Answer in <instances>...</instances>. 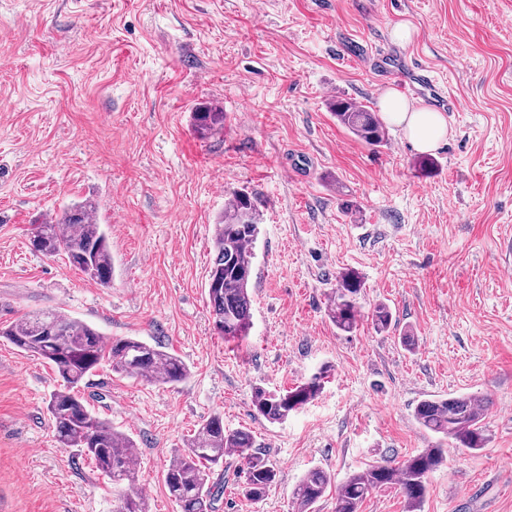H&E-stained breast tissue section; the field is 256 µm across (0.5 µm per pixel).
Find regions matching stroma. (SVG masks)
<instances>
[{
    "label": "stroma",
    "mask_w": 512,
    "mask_h": 512,
    "mask_svg": "<svg viewBox=\"0 0 512 512\" xmlns=\"http://www.w3.org/2000/svg\"><path fill=\"white\" fill-rule=\"evenodd\" d=\"M400 22L414 29L405 51L462 103L430 166L399 129L371 147L329 107L379 111L385 88L362 55L394 47ZM208 104L224 127L202 139L190 114ZM243 188L263 215L253 326L227 342L206 288L213 226ZM85 199L109 232L107 287L30 245ZM347 269L363 309L389 304L395 328L336 329L329 298ZM52 308L190 369L158 387L103 366L82 390L136 442L150 512H179L163 474L210 414L251 431L277 471L255 504L226 455L216 512H292L312 469L340 482L435 446L413 410L451 393L489 400L488 443L449 448L422 512H512V0H0V325ZM325 363L318 399L281 423L255 418V387H293ZM57 386L52 364L0 340V512H115L121 488L56 441Z\"/></svg>",
    "instance_id": "35a3bbf8"
}]
</instances>
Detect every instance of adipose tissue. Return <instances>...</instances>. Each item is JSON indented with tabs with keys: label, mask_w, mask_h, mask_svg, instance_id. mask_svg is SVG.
Masks as SVG:
<instances>
[{
	"label": "adipose tissue",
	"mask_w": 512,
	"mask_h": 512,
	"mask_svg": "<svg viewBox=\"0 0 512 512\" xmlns=\"http://www.w3.org/2000/svg\"><path fill=\"white\" fill-rule=\"evenodd\" d=\"M380 105L386 122L401 129L419 151L436 149L448 136V120L443 113L412 104L398 90H387Z\"/></svg>",
	"instance_id": "adipose-tissue-1"
}]
</instances>
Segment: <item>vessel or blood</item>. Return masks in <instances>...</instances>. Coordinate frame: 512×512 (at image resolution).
I'll return each instance as SVG.
<instances>
[{
	"label": "vessel or blood",
	"mask_w": 512,
	"mask_h": 512,
	"mask_svg": "<svg viewBox=\"0 0 512 512\" xmlns=\"http://www.w3.org/2000/svg\"><path fill=\"white\" fill-rule=\"evenodd\" d=\"M367 63L377 76L402 75L410 90L415 95L426 98L431 106L445 112L460 111L459 101L443 90L438 78L424 63L407 61L389 51L374 53L368 57Z\"/></svg>",
	"instance_id": "obj_1"
}]
</instances>
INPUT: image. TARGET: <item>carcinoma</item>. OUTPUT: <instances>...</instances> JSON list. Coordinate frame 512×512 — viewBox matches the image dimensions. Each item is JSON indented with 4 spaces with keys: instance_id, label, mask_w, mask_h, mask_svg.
I'll return each instance as SVG.
<instances>
[{
    "instance_id": "obj_1",
    "label": "carcinoma",
    "mask_w": 512,
    "mask_h": 512,
    "mask_svg": "<svg viewBox=\"0 0 512 512\" xmlns=\"http://www.w3.org/2000/svg\"><path fill=\"white\" fill-rule=\"evenodd\" d=\"M330 108L360 141L374 147L385 144V130L376 113L345 98L334 100ZM192 121L194 131L205 138L224 128V110L214 105L201 108L192 113ZM96 211L93 202H77L66 207L54 223L36 225L32 239L39 240V246L33 251L48 257L63 255L87 280L105 286L112 282V253L108 234L95 219ZM261 222L254 196L241 190L233 194L214 224L207 296L214 331L227 342L245 339L251 329L250 287ZM362 288V277L355 270L336 277L330 318L344 333L358 325ZM368 318L373 328L384 331L391 326L393 313L389 305L380 302ZM0 338L20 352L41 356L55 368L61 384L50 394L48 411L60 447L76 449L113 484L124 486L126 493L117 512H149L146 497L129 493L138 484L133 464L136 442L93 413L79 387L104 364L114 372L163 387L188 379L189 367L178 356L137 337L107 341L93 325L54 309L19 316L0 327ZM331 372L332 366L324 364L290 389L255 388L254 415L270 423L285 421L321 395ZM414 419L457 448L479 451L485 447L483 405L473 394L424 399L416 405ZM229 451L244 469L242 495L254 502L264 500L275 483V467L258 455L250 431L225 428L223 416L215 413L184 441L166 470L164 482L180 512H214L220 489L207 483V471L223 465ZM446 452L445 448H425L395 464L377 461L348 475L337 490L334 512H359L373 491L388 485L400 488L405 512H421L428 478L444 464ZM330 484L329 473L311 470L294 488L293 512H311Z\"/></svg>"
}]
</instances>
